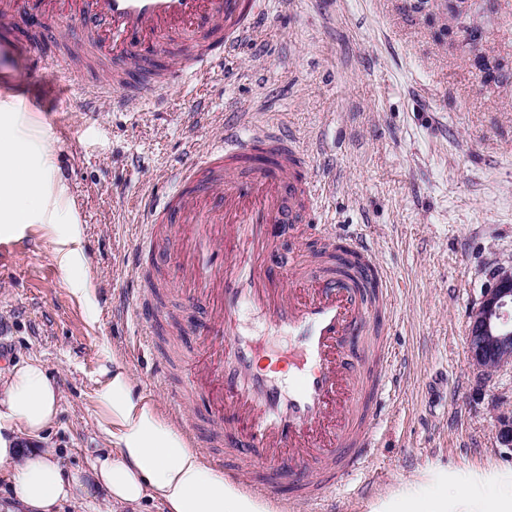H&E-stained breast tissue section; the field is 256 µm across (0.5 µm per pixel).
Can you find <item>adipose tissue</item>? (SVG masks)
<instances>
[{"label": "adipose tissue", "mask_w": 512, "mask_h": 512, "mask_svg": "<svg viewBox=\"0 0 512 512\" xmlns=\"http://www.w3.org/2000/svg\"><path fill=\"white\" fill-rule=\"evenodd\" d=\"M50 169L49 160L31 162L14 133L0 126V227L55 222L59 203L47 191ZM104 375L98 398L112 451L95 459L85 480L64 472L51 449L34 446L58 409V389L43 365L27 361L0 371V473L8 475L19 512H53L93 485L112 501L133 507L151 498L167 512H272L210 467L201 449L134 395L125 365L113 361ZM27 441L32 449H24ZM392 512H512V482L490 500L465 488L453 500L444 494L409 495Z\"/></svg>", "instance_id": "1"}]
</instances>
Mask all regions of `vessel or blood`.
Listing matches in <instances>:
<instances>
[{
  "label": "vessel or blood",
  "instance_id": "1",
  "mask_svg": "<svg viewBox=\"0 0 512 512\" xmlns=\"http://www.w3.org/2000/svg\"><path fill=\"white\" fill-rule=\"evenodd\" d=\"M269 0H30L33 14L78 23L112 72L72 86L58 58L0 38V56L24 57L44 70L60 100L79 96L86 114L101 104L131 112L156 94L223 73L254 33ZM183 50L147 85L137 72L168 41ZM301 138L280 123L239 116L198 153L188 146L173 186L141 202L140 231L151 252L134 251L133 268L150 260L172 270L186 309L201 311L190 330L200 345L160 355L151 368L165 385L184 370L173 393L189 440L206 439L226 478L246 491L314 512H334L355 477L368 474L384 404L403 361L389 340L396 305L391 278L372 258L363 232L329 228L323 258L282 269L274 241L287 224L310 216L329 183ZM131 289L134 318L157 336L176 317ZM287 336L280 355L287 378L257 368L256 327ZM218 394L207 417L184 414L200 396L201 375Z\"/></svg>",
  "mask_w": 512,
  "mask_h": 512
}]
</instances>
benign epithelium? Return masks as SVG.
<instances>
[{
  "mask_svg": "<svg viewBox=\"0 0 512 512\" xmlns=\"http://www.w3.org/2000/svg\"><path fill=\"white\" fill-rule=\"evenodd\" d=\"M476 0H448V14L452 25L448 27L450 38L459 42L460 27L466 24ZM473 61L481 65L484 77L496 79L503 75L504 66L490 61L471 47ZM512 264L498 263L488 288L484 289L479 300L472 306L466 344L471 365L481 377L512 366ZM496 420V440L503 448L512 451V406H493Z\"/></svg>",
  "mask_w": 512,
  "mask_h": 512,
  "instance_id": "benign-epithelium-1",
  "label": "benign epithelium"
}]
</instances>
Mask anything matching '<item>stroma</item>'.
I'll use <instances>...</instances> for the list:
<instances>
[{
  "label": "stroma",
  "mask_w": 512,
  "mask_h": 512,
  "mask_svg": "<svg viewBox=\"0 0 512 512\" xmlns=\"http://www.w3.org/2000/svg\"><path fill=\"white\" fill-rule=\"evenodd\" d=\"M474 18L480 50L512 62V0ZM412 0H271L252 40L223 78L189 83L141 111L101 106L94 117L69 101L67 135L54 124L57 92L45 73L0 60V123L40 134L66 205L54 224L0 235V370L40 362L59 390L42 444L59 465L86 474L111 452L98 390L102 371L124 363L135 394L170 417V391L148 378L166 339L148 342L131 317L115 314L134 275L140 199L164 188V173L188 142L205 150L224 123L247 110L283 122L311 146L333 185L318 223L361 226L393 279L398 324L391 342L406 359L386 403L370 470L372 487L342 498L336 512H382L411 494L493 498L512 480L499 448L492 402L512 404V368L478 380L466 350L468 315L512 263V75L484 81L469 54L448 42L445 7L418 12ZM22 42L78 40L77 25L20 24ZM206 115L195 119L194 99ZM78 234L70 272L53 259L61 237ZM88 288L74 298L71 281Z\"/></svg>",
  "instance_id": "1"
}]
</instances>
